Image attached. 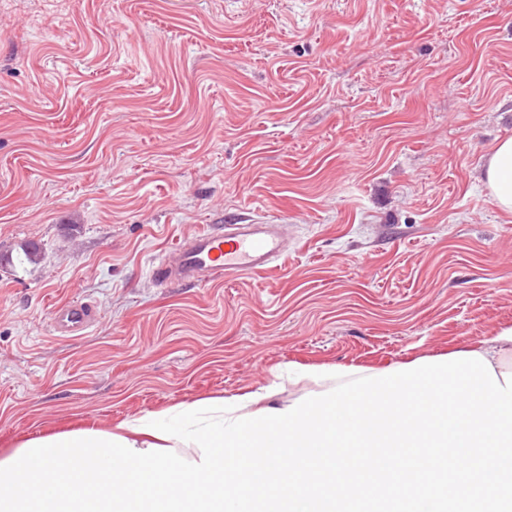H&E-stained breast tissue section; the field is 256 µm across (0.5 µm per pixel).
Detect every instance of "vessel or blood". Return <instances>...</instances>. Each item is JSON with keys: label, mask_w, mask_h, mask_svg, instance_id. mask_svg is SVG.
Returning <instances> with one entry per match:
<instances>
[{"label": "vessel or blood", "mask_w": 512, "mask_h": 512, "mask_svg": "<svg viewBox=\"0 0 512 512\" xmlns=\"http://www.w3.org/2000/svg\"><path fill=\"white\" fill-rule=\"evenodd\" d=\"M286 225L259 221L226 223L179 240L154 259L152 279L161 285H202L277 268L288 253ZM97 321L89 302L77 300L52 313V330L60 336H79Z\"/></svg>", "instance_id": "vessel-or-blood-1"}]
</instances>
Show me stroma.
<instances>
[{"label":"stroma","mask_w":512,"mask_h":512,"mask_svg":"<svg viewBox=\"0 0 512 512\" xmlns=\"http://www.w3.org/2000/svg\"><path fill=\"white\" fill-rule=\"evenodd\" d=\"M507 138L512 0H0V456L512 325ZM229 219L286 224L280 266L151 280ZM482 181L498 207L512 213V138L493 148L487 158ZM97 322V312L86 301H73L57 306L52 313V331L57 336H79L90 330Z\"/></svg>","instance_id":"stroma-1"}]
</instances>
